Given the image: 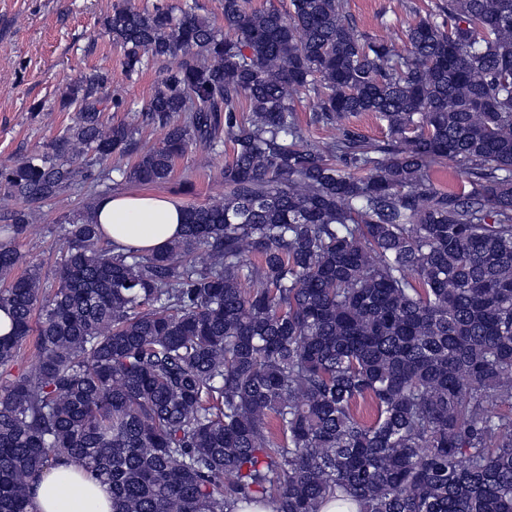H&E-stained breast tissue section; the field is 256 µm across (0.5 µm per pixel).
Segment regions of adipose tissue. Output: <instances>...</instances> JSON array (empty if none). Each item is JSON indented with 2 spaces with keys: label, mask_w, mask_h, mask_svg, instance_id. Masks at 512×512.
<instances>
[{
  "label": "adipose tissue",
  "mask_w": 512,
  "mask_h": 512,
  "mask_svg": "<svg viewBox=\"0 0 512 512\" xmlns=\"http://www.w3.org/2000/svg\"><path fill=\"white\" fill-rule=\"evenodd\" d=\"M181 206L152 195L107 196L93 219L117 251L152 253L178 236L184 222ZM37 512H112V488L70 464L44 476L33 491Z\"/></svg>",
  "instance_id": "obj_1"
}]
</instances>
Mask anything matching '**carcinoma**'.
Wrapping results in <instances>:
<instances>
[{
  "mask_svg": "<svg viewBox=\"0 0 512 512\" xmlns=\"http://www.w3.org/2000/svg\"><path fill=\"white\" fill-rule=\"evenodd\" d=\"M103 25L129 74L181 63L138 109L157 146L105 119L93 70L49 150L0 164V365L37 350L0 384V512H34L72 461L112 512H512V0H440L402 50L344 0H224V32L191 6ZM363 113L385 138L344 123ZM192 147L231 149L224 201L164 248L116 252L66 215L57 288L14 275L37 205L114 156L134 162L104 177L166 183ZM35 360V349L32 341L27 342L22 348L21 357L6 367H0V382L21 374L27 370Z\"/></svg>",
  "mask_w": 512,
  "mask_h": 512,
  "instance_id": "cac0c4a2",
  "label": "carcinoma"
}]
</instances>
